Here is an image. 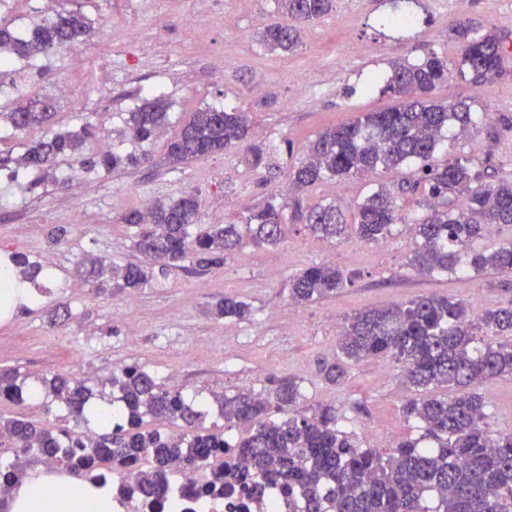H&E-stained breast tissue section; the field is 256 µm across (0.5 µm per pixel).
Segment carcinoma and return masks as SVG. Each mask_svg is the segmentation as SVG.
I'll use <instances>...</instances> for the list:
<instances>
[{"label": "carcinoma", "instance_id": "obj_1", "mask_svg": "<svg viewBox=\"0 0 512 512\" xmlns=\"http://www.w3.org/2000/svg\"><path fill=\"white\" fill-rule=\"evenodd\" d=\"M386 15L380 26L407 30L415 24L411 5ZM278 12L294 20L266 26L261 46L293 50L300 25L318 20L334 0H276ZM459 59L454 68L431 50L414 62L395 61L384 80V92L397 103L383 112H366L348 123L323 129L306 156L288 166V195L271 196L242 224H201L200 203L187 193L151 206L149 213L130 210L122 223L136 228L134 248L150 259L147 265L105 264L86 256L77 272L94 280L100 293L145 288L188 261L198 267L217 266L247 246H277L288 225L302 224L313 233L337 241L356 238L371 243L392 235L398 224L412 225L409 265L426 276H466L492 270L512 277V238L486 251L478 246L491 226H512V181L489 180L472 157L460 154L438 160L448 132L464 137L486 124L489 113L475 110L474 100L437 102L438 85L460 77L480 87L501 73L508 54L506 37L485 31L471 21L453 28ZM91 34V22L78 9L46 17L26 33L0 20V81H15L14 61H27ZM170 104L147 98L129 113L126 135L150 143L172 124ZM55 104L47 96L23 94L0 104V122L13 130H36L39 136L18 154L0 153V171L19 164L33 175L32 183L60 180L59 162L76 161L89 170L115 171L149 160L146 152L112 149L84 155L88 141L100 131L91 122L67 131L55 125ZM253 135L248 113L215 106L199 108L182 121L167 142L175 164L189 163L240 145ZM415 167L396 186L374 189L355 204L351 215L334 202L309 203L303 193L325 180L338 182L357 173L372 175L380 168ZM417 210L408 216L403 202ZM24 280L46 275L43 266L25 253L9 257ZM353 283V276L332 263L309 266L289 281L288 296L296 304L328 298ZM509 298L476 314L452 296L421 295L387 308H372L349 318L339 334L340 356L318 364V376L329 384L341 382L349 364L371 357H388L402 367L406 383L427 389L448 385L454 393L407 400L403 414L419 424L421 433L387 453L360 446L342 429L336 408L303 407L305 394L294 379L271 381L262 392L239 389L228 395L201 392L187 395L171 388L140 364L112 371L107 383L114 396L112 411L88 406L93 396L86 382L66 373L39 380L34 387L51 404L64 406L60 424H36L0 414V434L10 437L9 464L22 478L21 461L29 456L53 459L86 476L102 467L127 469L125 483L146 496L170 490L168 467L179 459L188 471L206 469L215 480L224 478L222 448L237 451L250 483L262 493L279 485L298 493L303 512H512V430L491 432L478 385L491 378L512 379V289ZM218 318L246 320L249 303L226 296L212 308ZM32 387L19 382L17 370H0V400L20 403ZM231 427L248 425L241 439L230 442L222 432H203L199 422L212 411ZM167 422L180 431L143 429L145 419Z\"/></svg>", "mask_w": 512, "mask_h": 512}]
</instances>
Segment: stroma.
<instances>
[{
	"label": "stroma",
	"mask_w": 512,
	"mask_h": 512,
	"mask_svg": "<svg viewBox=\"0 0 512 512\" xmlns=\"http://www.w3.org/2000/svg\"><path fill=\"white\" fill-rule=\"evenodd\" d=\"M76 5L94 21L90 39L102 64L112 67V90L102 99L91 81L81 82L75 98L60 101L58 125L74 128L89 119L105 137L118 141L128 112L138 103L136 90L155 87L183 119L206 105L250 113L256 131L252 144L291 141L293 154L279 157L282 166L289 158L303 157L323 128L394 105L393 96L380 89L364 91L372 74L388 72L396 61L417 60L431 49L456 61L457 46L448 36L454 21L472 18L512 37V0H422L415 33L404 40L374 24L390 10L389 0H335L329 15L303 28L301 43L290 54L266 51L259 43L260 32L277 16L275 0H77ZM189 13L208 27L207 43L178 24V16ZM131 26L140 33L138 41L126 39ZM300 83L305 93L297 92ZM434 97L472 98L477 111L492 112L491 125L460 138L455 148L474 152L491 176L511 175L512 61L482 87L455 79ZM173 134L166 129L148 145L152 165L92 171L95 190L88 195L50 183L30 191L24 180L0 178V262L23 252L54 271L34 308L0 318V369H19L31 383L58 372L100 381L134 360L163 380H176L187 392L205 395L261 391L270 379L290 377L302 384L305 408L334 405L343 428L354 431L362 447L379 448L382 435L391 446L418 435L415 422L401 413L409 390L390 359L351 366L339 385L317 375L319 361L336 356L341 323L360 310L429 294L473 300L483 309L503 300L497 274L415 273L409 265V225H397L392 235L371 244L330 242L303 226H291L279 246L246 247L223 265L175 271L163 285L132 295L94 294L75 275L77 260L89 251L123 263L139 260L134 230L120 217L144 203L190 192L200 199L201 223L241 224L251 209L288 185L283 170L257 181L244 147L172 166L165 146ZM402 176V171L384 170L374 178L326 181L310 198L336 200L347 208L373 182L391 185ZM57 225L69 227L70 235L66 244L53 246L48 233ZM324 262L353 274V285L333 297L291 303L289 278ZM227 295L250 303L251 318H213L211 304ZM127 305L134 310L140 336L133 350L125 342L122 309ZM479 392L490 430L512 429V379L485 381Z\"/></svg>",
	"instance_id": "obj_1"
}]
</instances>
